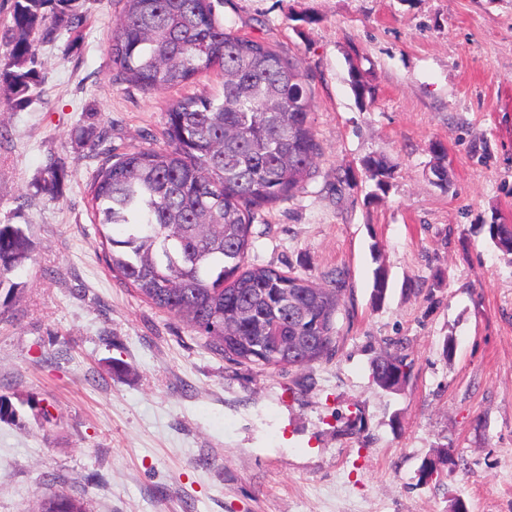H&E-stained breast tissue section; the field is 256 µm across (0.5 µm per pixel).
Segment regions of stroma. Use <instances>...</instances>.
<instances>
[{
  "label": "stroma",
  "mask_w": 512,
  "mask_h": 512,
  "mask_svg": "<svg viewBox=\"0 0 512 512\" xmlns=\"http://www.w3.org/2000/svg\"><path fill=\"white\" fill-rule=\"evenodd\" d=\"M122 6L76 0L79 34L41 44L33 101L0 112V224L35 243L0 286V512L56 491L87 512H448L455 498L512 512V259L488 236L512 224V0L219 7L311 75L321 155L304 190L255 211L249 260L320 282L343 272L348 312L335 357L286 372L224 359L106 266L90 194L106 151L162 146L168 106L222 81L153 95L124 82L107 55ZM88 122L107 145L77 142ZM379 154L395 166L382 191L361 174ZM53 158L69 171L57 200L36 185ZM393 341L413 372L387 394L370 363ZM441 447L467 472L421 478ZM350 85L352 91L360 104H365L368 100V104L374 101V90L368 84L367 80L363 75V72L358 65L353 64L350 68Z\"/></svg>",
  "instance_id": "1"
}]
</instances>
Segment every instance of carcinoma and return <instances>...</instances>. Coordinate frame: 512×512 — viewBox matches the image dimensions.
<instances>
[{
    "label": "carcinoma",
    "mask_w": 512,
    "mask_h": 512,
    "mask_svg": "<svg viewBox=\"0 0 512 512\" xmlns=\"http://www.w3.org/2000/svg\"><path fill=\"white\" fill-rule=\"evenodd\" d=\"M75 0H14L0 68L16 106L29 104L40 83L38 43L75 32L82 18ZM223 0H124L107 53L122 79L150 94L218 68L222 92L186 97L165 112L164 145L106 158L91 183L100 244L113 275L144 300L240 365L283 371L309 367L338 351L336 320L345 304L342 275L325 283L249 263L252 214L290 199L310 178L321 148L310 123V74L299 60L224 27ZM350 85L360 104L374 90L357 65ZM394 166L384 156L362 161L366 179L382 190ZM66 166L53 160L40 172L39 190L62 196ZM116 225L125 236L116 239ZM489 240L512 255V224L488 225ZM33 250L27 232L0 224V285ZM300 293L317 324L293 318L283 289ZM387 273L374 272L373 297L381 303ZM373 383L398 393L412 364L400 342L371 364ZM453 473L460 461L434 449L421 469ZM33 512H86L64 492L41 498Z\"/></svg>",
    "instance_id": "cac0c4a2"
}]
</instances>
